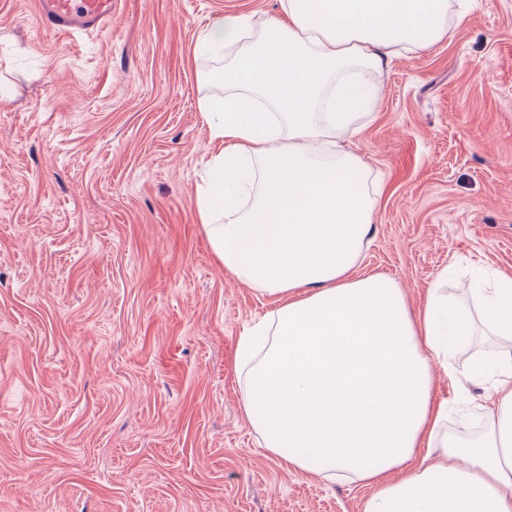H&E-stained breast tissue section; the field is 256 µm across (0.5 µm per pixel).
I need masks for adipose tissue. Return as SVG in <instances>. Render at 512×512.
I'll use <instances>...</instances> for the list:
<instances>
[{
  "label": "adipose tissue",
  "mask_w": 512,
  "mask_h": 512,
  "mask_svg": "<svg viewBox=\"0 0 512 512\" xmlns=\"http://www.w3.org/2000/svg\"><path fill=\"white\" fill-rule=\"evenodd\" d=\"M278 14L218 16L199 49L224 62V100L202 101L217 148L198 214L226 273L273 297L242 336V411L301 473L370 487L363 512H512V365L454 364L476 325L512 341V278L477 288L479 313L435 280L411 311L398 283L357 267L378 198L340 148L394 54L447 38L448 0H279ZM450 382L495 374L487 431L448 436Z\"/></svg>",
  "instance_id": "adipose-tissue-1"
}]
</instances>
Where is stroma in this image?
<instances>
[{"label":"stroma","mask_w":512,"mask_h":512,"mask_svg":"<svg viewBox=\"0 0 512 512\" xmlns=\"http://www.w3.org/2000/svg\"><path fill=\"white\" fill-rule=\"evenodd\" d=\"M278 0H113L101 34L0 0V512H362V483L289 470L245 422L237 343L274 307L225 274L197 213L194 53ZM351 148L382 186L360 271L419 309L436 276L512 277V0H466L394 57Z\"/></svg>","instance_id":"35a3bbf8"}]
</instances>
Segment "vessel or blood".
I'll return each mask as SVG.
<instances>
[{
    "mask_svg": "<svg viewBox=\"0 0 512 512\" xmlns=\"http://www.w3.org/2000/svg\"><path fill=\"white\" fill-rule=\"evenodd\" d=\"M36 6L40 26L66 36L105 31L112 19V0H36Z\"/></svg>",
    "mask_w": 512,
    "mask_h": 512,
    "instance_id": "b4317fda",
    "label": "vessel or blood"
}]
</instances>
